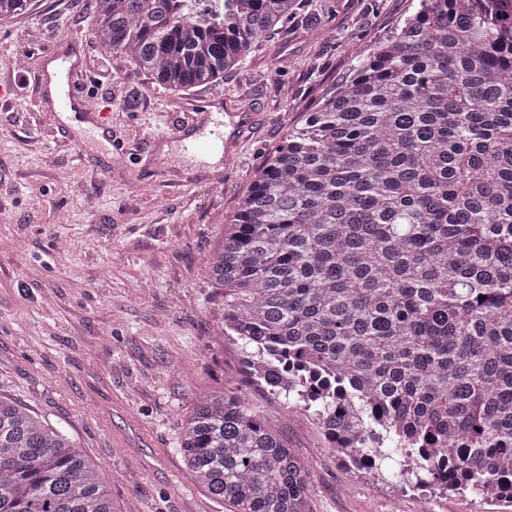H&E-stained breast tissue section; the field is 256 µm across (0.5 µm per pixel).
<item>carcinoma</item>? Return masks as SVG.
<instances>
[{
    "label": "carcinoma",
    "instance_id": "cac0c4a2",
    "mask_svg": "<svg viewBox=\"0 0 512 512\" xmlns=\"http://www.w3.org/2000/svg\"><path fill=\"white\" fill-rule=\"evenodd\" d=\"M295 0H97L102 51L181 91ZM28 0H0V18ZM205 276L251 388L350 463L512 500V0H420L255 171ZM179 452L232 512H310L292 450L242 393H200ZM98 464L0 399V512H114Z\"/></svg>",
    "mask_w": 512,
    "mask_h": 512
}]
</instances>
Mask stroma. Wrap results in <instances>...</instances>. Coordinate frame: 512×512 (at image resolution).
Listing matches in <instances>:
<instances>
[{
  "mask_svg": "<svg viewBox=\"0 0 512 512\" xmlns=\"http://www.w3.org/2000/svg\"><path fill=\"white\" fill-rule=\"evenodd\" d=\"M285 31L214 90L173 93L105 55L94 0H30L0 21V397L61 429L102 466L116 512H231L202 489L178 447L194 398L245 390L303 465L311 512H512L414 475L353 467L310 418L246 388L242 350L220 335L224 291L205 268L224 219L263 158L304 122L354 52L414 13L417 0H298ZM37 32L29 39L27 30ZM69 51L99 126L59 111L42 79ZM288 68L272 74V56ZM226 100L218 163L171 131L189 101Z\"/></svg>",
  "mask_w": 512,
  "mask_h": 512,
  "instance_id": "1",
  "label": "stroma"
}]
</instances>
